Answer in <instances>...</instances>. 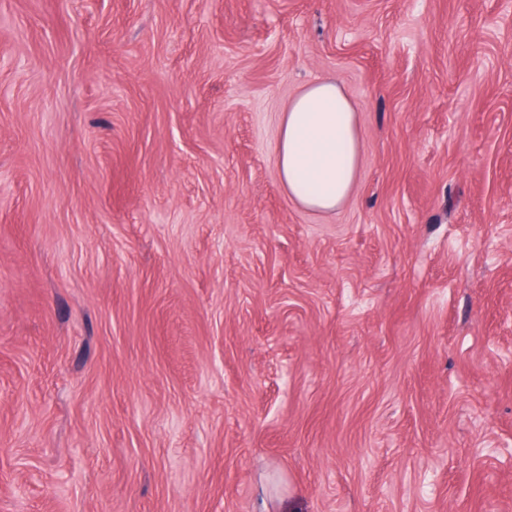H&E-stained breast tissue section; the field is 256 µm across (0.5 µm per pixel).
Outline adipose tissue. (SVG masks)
Returning a JSON list of instances; mask_svg holds the SVG:
<instances>
[{
  "label": "adipose tissue",
  "instance_id": "ef3b65f1",
  "mask_svg": "<svg viewBox=\"0 0 512 512\" xmlns=\"http://www.w3.org/2000/svg\"><path fill=\"white\" fill-rule=\"evenodd\" d=\"M360 156L357 112L335 81L308 86L284 109L276 164L282 186L304 209L336 211L353 189Z\"/></svg>",
  "mask_w": 512,
  "mask_h": 512
}]
</instances>
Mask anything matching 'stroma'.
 <instances>
[{"label": "stroma", "mask_w": 512, "mask_h": 512, "mask_svg": "<svg viewBox=\"0 0 512 512\" xmlns=\"http://www.w3.org/2000/svg\"><path fill=\"white\" fill-rule=\"evenodd\" d=\"M0 512H512V0H0ZM360 149L354 105L335 81L316 82L282 112L276 142L280 182L304 209L334 212L353 189Z\"/></svg>", "instance_id": "35a3bbf8"}]
</instances>
